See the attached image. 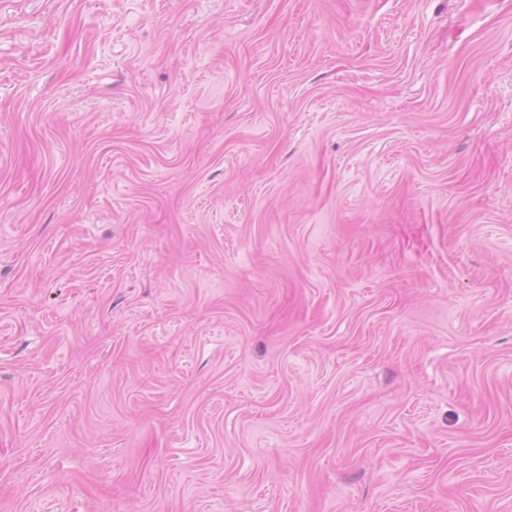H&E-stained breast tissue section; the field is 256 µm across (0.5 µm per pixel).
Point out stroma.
<instances>
[{
  "label": "stroma",
  "mask_w": 512,
  "mask_h": 512,
  "mask_svg": "<svg viewBox=\"0 0 512 512\" xmlns=\"http://www.w3.org/2000/svg\"><path fill=\"white\" fill-rule=\"evenodd\" d=\"M0 512H512V0H0Z\"/></svg>",
  "instance_id": "1"
}]
</instances>
